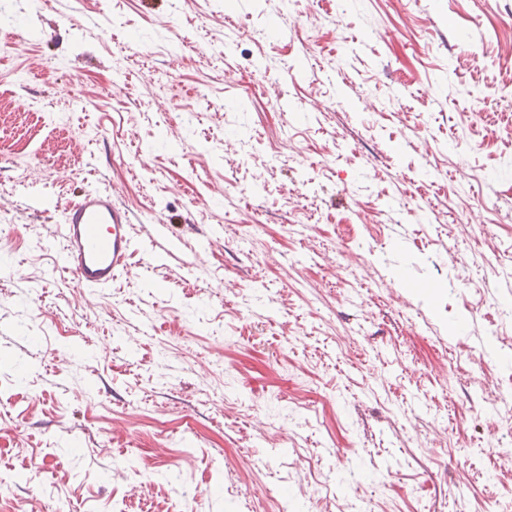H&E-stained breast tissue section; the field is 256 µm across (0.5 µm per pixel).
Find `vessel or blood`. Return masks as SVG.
I'll return each mask as SVG.
<instances>
[{
  "mask_svg": "<svg viewBox=\"0 0 512 512\" xmlns=\"http://www.w3.org/2000/svg\"><path fill=\"white\" fill-rule=\"evenodd\" d=\"M132 214L112 190L84 191L64 214V259L84 288L109 287L135 248Z\"/></svg>",
  "mask_w": 512,
  "mask_h": 512,
  "instance_id": "vessel-or-blood-1",
  "label": "vessel or blood"
}]
</instances>
